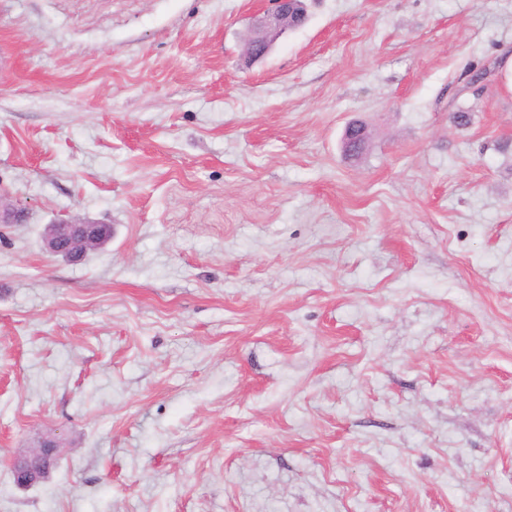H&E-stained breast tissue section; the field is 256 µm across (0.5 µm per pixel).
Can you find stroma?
<instances>
[{
    "label": "stroma",
    "instance_id": "35a3bbf8",
    "mask_svg": "<svg viewBox=\"0 0 512 512\" xmlns=\"http://www.w3.org/2000/svg\"><path fill=\"white\" fill-rule=\"evenodd\" d=\"M259 7L0 0V512H512V0ZM308 0H271L272 7L260 17L245 46V58L256 61L268 55L274 40L289 27L297 28L307 20ZM367 142V131L362 123H349L344 132L343 149L347 156L357 159ZM28 208L20 202L8 201L2 188L0 189V224H18L22 223ZM49 224L54 232L43 238L44 249L54 256L69 260L83 258L97 243L103 224L73 217L55 218ZM60 447L56 439H43L34 448L14 458L15 484L28 488L43 482L49 474L51 464L57 460Z\"/></svg>",
    "mask_w": 512,
    "mask_h": 512
}]
</instances>
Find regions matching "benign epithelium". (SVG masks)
Returning <instances> with one entry per match:
<instances>
[{
	"instance_id": "obj_1",
	"label": "benign epithelium",
	"mask_w": 512,
	"mask_h": 512,
	"mask_svg": "<svg viewBox=\"0 0 512 512\" xmlns=\"http://www.w3.org/2000/svg\"><path fill=\"white\" fill-rule=\"evenodd\" d=\"M272 7L260 17L245 46V58L256 61L268 55L274 40L286 29L302 26L307 20V0H271ZM367 142V131L361 123H349L344 132L343 149L352 159L358 158ZM28 208L7 200L0 190V224H18L25 220ZM53 233L43 238L44 249L69 260L83 258L97 243L103 225L73 217L52 220ZM60 447L55 439H43L36 446L16 456L13 461L15 484L22 488L43 482L51 464L57 460Z\"/></svg>"
}]
</instances>
